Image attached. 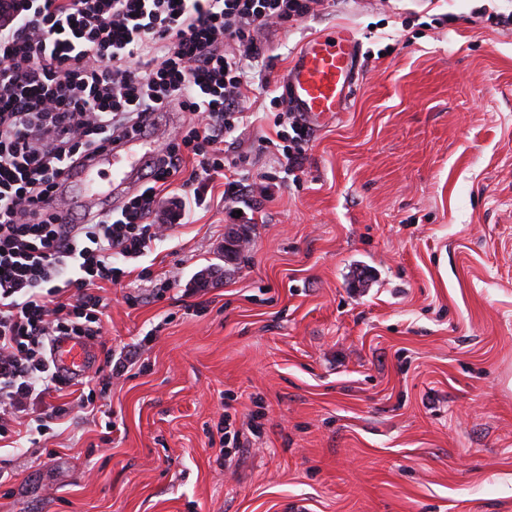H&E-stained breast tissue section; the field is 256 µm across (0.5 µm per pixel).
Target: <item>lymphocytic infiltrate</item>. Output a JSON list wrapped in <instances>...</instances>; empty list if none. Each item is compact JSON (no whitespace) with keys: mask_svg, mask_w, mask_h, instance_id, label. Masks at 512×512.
I'll list each match as a JSON object with an SVG mask.
<instances>
[{"mask_svg":"<svg viewBox=\"0 0 512 512\" xmlns=\"http://www.w3.org/2000/svg\"><path fill=\"white\" fill-rule=\"evenodd\" d=\"M327 0H0V443L38 444L72 409L93 407L110 364L87 376L73 403L49 404L69 386L51 359L60 336L102 342L105 299L95 283H121L124 264L164 234L151 215L177 185L170 221L203 205L224 179L229 218L249 223L273 196L247 155L226 141L247 125L252 73L265 33L319 15ZM275 148L303 170L312 131L287 93L272 96ZM186 124L163 141L143 182L111 214L50 207L58 178L113 142L158 129L164 113Z\"/></svg>","mask_w":512,"mask_h":512,"instance_id":"f902f5d3","label":"lymphocytic infiltrate"}]
</instances>
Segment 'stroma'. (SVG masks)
I'll list each match as a JSON object with an SVG mask.
<instances>
[{"label":"stroma","instance_id":"35a3bbf8","mask_svg":"<svg viewBox=\"0 0 512 512\" xmlns=\"http://www.w3.org/2000/svg\"><path fill=\"white\" fill-rule=\"evenodd\" d=\"M512 0H331L269 37L268 75L332 26L360 46L224 261L222 185L102 318L128 373L36 448L0 512H512ZM271 124L234 135L253 176ZM262 434L230 455L223 413ZM115 428L99 440L104 417Z\"/></svg>","mask_w":512,"mask_h":512}]
</instances>
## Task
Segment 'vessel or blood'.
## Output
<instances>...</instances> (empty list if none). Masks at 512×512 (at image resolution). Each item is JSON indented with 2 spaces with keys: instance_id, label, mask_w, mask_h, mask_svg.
Wrapping results in <instances>:
<instances>
[{
  "instance_id": "1",
  "label": "vessel or blood",
  "mask_w": 512,
  "mask_h": 512,
  "mask_svg": "<svg viewBox=\"0 0 512 512\" xmlns=\"http://www.w3.org/2000/svg\"><path fill=\"white\" fill-rule=\"evenodd\" d=\"M358 54L357 41L344 29L308 40L286 80L294 111L315 121L345 111L358 80ZM159 146L156 135L150 133L123 141L101 157V164L112 165L113 175L112 187L100 203V212H108L117 197L138 183ZM93 174V168H86L69 185L62 199L53 200V207L61 213L75 207ZM53 358L59 372L75 381L81 379L95 361L92 348L76 339L58 341L53 349Z\"/></svg>"
}]
</instances>
